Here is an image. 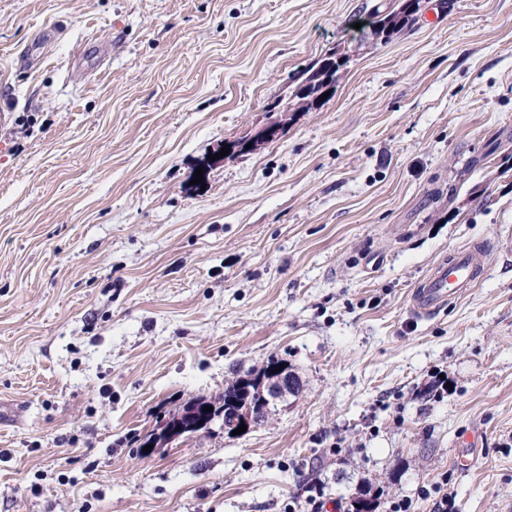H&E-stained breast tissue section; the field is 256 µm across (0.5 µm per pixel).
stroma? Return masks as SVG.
Here are the masks:
<instances>
[{
    "label": "stroma",
    "mask_w": 512,
    "mask_h": 512,
    "mask_svg": "<svg viewBox=\"0 0 512 512\" xmlns=\"http://www.w3.org/2000/svg\"><path fill=\"white\" fill-rule=\"evenodd\" d=\"M379 2L0 0V512H284L314 477L327 512H512V0L356 45ZM343 47L330 97L271 111ZM474 243L484 278L416 315ZM272 358L301 390L263 426L140 455ZM486 273L482 246H466L440 261L412 294V308L421 315L435 314L479 283Z\"/></svg>",
    "instance_id": "35a3bbf8"
}]
</instances>
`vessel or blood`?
I'll return each mask as SVG.
<instances>
[{
  "label": "vessel or blood",
  "mask_w": 512,
  "mask_h": 512,
  "mask_svg": "<svg viewBox=\"0 0 512 512\" xmlns=\"http://www.w3.org/2000/svg\"><path fill=\"white\" fill-rule=\"evenodd\" d=\"M486 273V252L466 246L440 261L412 294V308L431 315L449 305L479 283Z\"/></svg>",
  "instance_id": "vessel-or-blood-1"
}]
</instances>
